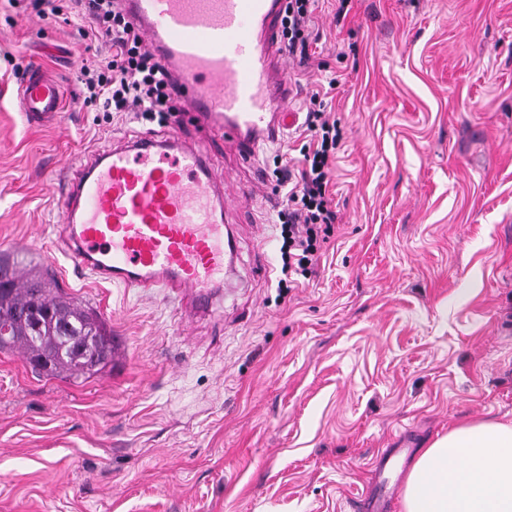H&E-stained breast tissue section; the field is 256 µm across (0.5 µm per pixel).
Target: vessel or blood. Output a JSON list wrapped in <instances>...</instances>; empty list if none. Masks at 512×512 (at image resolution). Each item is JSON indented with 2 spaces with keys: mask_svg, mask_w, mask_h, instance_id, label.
Instances as JSON below:
<instances>
[{
  "mask_svg": "<svg viewBox=\"0 0 512 512\" xmlns=\"http://www.w3.org/2000/svg\"><path fill=\"white\" fill-rule=\"evenodd\" d=\"M287 0H123L130 22L162 60L182 109L165 134L144 132L81 162L58 185L62 243L75 265L126 288H161L198 306L214 301L233 251L224 239V189L204 138L230 142L246 162L279 140L296 115L282 68ZM16 102L33 125L62 112L64 88L29 66ZM195 130L181 134L182 126ZM409 448H389L352 512H391L394 470Z\"/></svg>",
  "mask_w": 512,
  "mask_h": 512,
  "instance_id": "obj_1",
  "label": "vessel or blood"
}]
</instances>
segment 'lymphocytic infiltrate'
Returning <instances> with one entry per match:
<instances>
[{"mask_svg": "<svg viewBox=\"0 0 512 512\" xmlns=\"http://www.w3.org/2000/svg\"><path fill=\"white\" fill-rule=\"evenodd\" d=\"M314 0H288L283 18V44L289 57L307 65ZM74 16L86 19L81 38L100 42L104 51L82 59L78 80L85 99L106 112H138L144 119L167 123L173 110L170 77L158 57L143 45L140 33L126 20L121 0H69ZM311 134L300 149L297 166L275 155V191L282 201L277 212L282 245L279 288L299 287L307 277L338 216L330 193L336 150L342 137L337 122L326 116L320 93L306 106Z\"/></svg>", "mask_w": 512, "mask_h": 512, "instance_id": "1", "label": "lymphocytic infiltrate"}]
</instances>
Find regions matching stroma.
I'll list each match as a JSON object with an SVG mask.
<instances>
[{
    "instance_id": "stroma-1",
    "label": "stroma",
    "mask_w": 512,
    "mask_h": 512,
    "mask_svg": "<svg viewBox=\"0 0 512 512\" xmlns=\"http://www.w3.org/2000/svg\"><path fill=\"white\" fill-rule=\"evenodd\" d=\"M0 0V255L96 309L116 342L88 380L0 352V512H349L378 454L465 422L512 425V0H318L303 112L328 86L338 211L315 272L281 294L269 153L213 148L237 256L200 314L96 281L62 252L55 179L166 126L84 101L78 19ZM65 85L30 125L25 66Z\"/></svg>"
}]
</instances>
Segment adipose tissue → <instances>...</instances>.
Segmentation results:
<instances>
[{
    "mask_svg": "<svg viewBox=\"0 0 512 512\" xmlns=\"http://www.w3.org/2000/svg\"><path fill=\"white\" fill-rule=\"evenodd\" d=\"M405 512H512V426L465 423L435 440L410 470Z\"/></svg>",
    "mask_w": 512,
    "mask_h": 512,
    "instance_id": "1",
    "label": "adipose tissue"
}]
</instances>
